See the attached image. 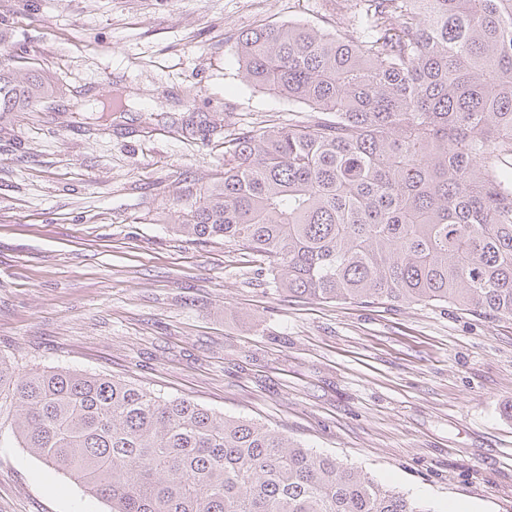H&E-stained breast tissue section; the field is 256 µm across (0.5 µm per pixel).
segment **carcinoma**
<instances>
[{
	"label": "carcinoma",
	"mask_w": 512,
	"mask_h": 512,
	"mask_svg": "<svg viewBox=\"0 0 512 512\" xmlns=\"http://www.w3.org/2000/svg\"><path fill=\"white\" fill-rule=\"evenodd\" d=\"M358 24L241 32L245 80L309 117L225 141L179 232L256 256L288 297L512 320V0H356ZM0 50V112L45 78ZM18 446L110 512H426L267 427L69 369L0 360Z\"/></svg>",
	"instance_id": "1"
}]
</instances>
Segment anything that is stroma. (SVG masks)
<instances>
[{"instance_id":"obj_1","label":"stroma","mask_w":512,"mask_h":512,"mask_svg":"<svg viewBox=\"0 0 512 512\" xmlns=\"http://www.w3.org/2000/svg\"><path fill=\"white\" fill-rule=\"evenodd\" d=\"M351 28L349 0H0V47L49 77L0 114V359L114 376L250 419L427 512H512V320L299 302L255 258L174 232L224 138L307 115L250 85L238 34ZM128 99L70 121L87 91ZM0 404V512H108L19 448Z\"/></svg>"}]
</instances>
